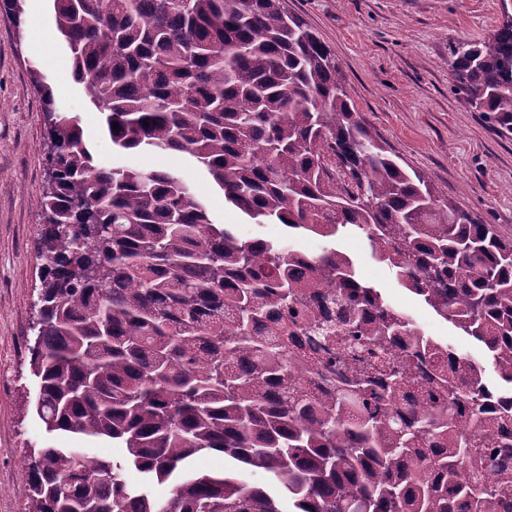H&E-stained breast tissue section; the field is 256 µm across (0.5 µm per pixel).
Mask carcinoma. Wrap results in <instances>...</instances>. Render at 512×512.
I'll list each match as a JSON object with an SVG mask.
<instances>
[{"label": "carcinoma", "instance_id": "cac0c4a2", "mask_svg": "<svg viewBox=\"0 0 512 512\" xmlns=\"http://www.w3.org/2000/svg\"><path fill=\"white\" fill-rule=\"evenodd\" d=\"M75 80L126 153H185L257 223L354 232L496 373L440 346L353 259L239 240L164 169L101 167L81 118L29 68L58 148L43 193L38 324L28 347L49 433L110 439L121 458L51 443L23 459L27 512H512V240L407 170L355 110L336 57L281 0H54ZM454 90L512 135V15L450 46ZM149 126H144L143 122ZM118 124L113 129L112 124ZM329 287L308 301L314 280ZM317 334L308 355L301 334ZM427 405L398 404L409 383ZM221 452L239 470L190 469ZM144 483L131 486L126 472ZM169 486L157 497L151 483Z\"/></svg>", "mask_w": 512, "mask_h": 512}]
</instances>
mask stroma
Segmentation results:
<instances>
[{
	"instance_id": "obj_1",
	"label": "stroma",
	"mask_w": 512,
	"mask_h": 512,
	"mask_svg": "<svg viewBox=\"0 0 512 512\" xmlns=\"http://www.w3.org/2000/svg\"><path fill=\"white\" fill-rule=\"evenodd\" d=\"M331 49L356 110L405 168L425 171L441 196L497 225L512 238V137L498 134L453 90L451 44L488 37L502 19V0H282ZM25 22L0 11V512H27L22 467L31 446L48 441L31 409L36 386L27 345L34 336L39 289L37 237L45 183L43 104L28 70L36 62L50 84L71 58L55 26L53 0H25ZM60 110L80 116L96 165L149 168L153 153H117L104 116L79 83L57 94ZM208 202L213 220L241 240L288 239L280 224H258L227 204L207 173L179 156L171 168ZM361 277L373 282L440 342L482 360L480 347L437 317L374 261L355 237L340 240Z\"/></svg>"
}]
</instances>
